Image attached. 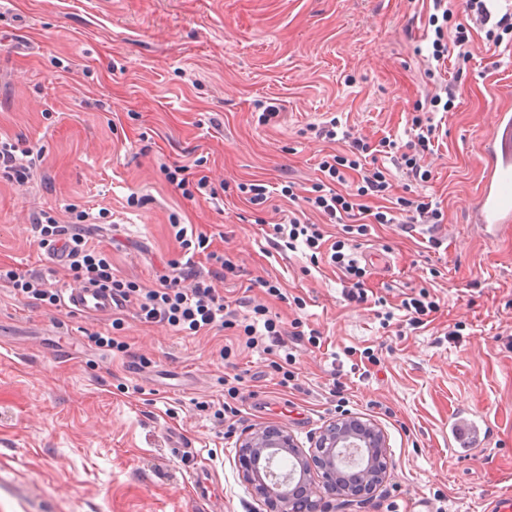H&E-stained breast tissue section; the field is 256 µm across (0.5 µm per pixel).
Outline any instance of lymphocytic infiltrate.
Masks as SVG:
<instances>
[{"label": "lymphocytic infiltrate", "mask_w": 512, "mask_h": 512, "mask_svg": "<svg viewBox=\"0 0 512 512\" xmlns=\"http://www.w3.org/2000/svg\"><path fill=\"white\" fill-rule=\"evenodd\" d=\"M433 12L428 23L433 29L432 51L428 56L429 65L425 70L428 79L435 85L430 95V111L414 113L411 128L415 135L405 144L390 139L381 140L380 152L393 161V168L368 167L371 153L369 145L353 137L350 131L340 130L338 118L315 126L317 137L341 139L342 151L325 155L318 164L322 180L312 185L304 201L307 207L331 223L341 225L343 239L331 247L329 261L343 274L349 299L363 302L366 270L361 267L345 246L358 242L371 234L373 225L400 223L406 231H413L415 225L437 226L444 220V214L429 197L397 198L393 206L371 210L365 200L369 197L385 196L389 190L390 171L398 169L409 181L428 182L431 172L424 169L425 154L433 152L439 140L441 123L435 120V108L450 111L456 99V85L444 77L448 66L463 69L471 57V27L484 25L485 38L489 45L501 46L505 37H512V11L493 15L490 0H466L465 17L452 19L448 12L447 0H431ZM42 158L30 148L0 139V178L20 185L29 183L37 172ZM360 175L356 183H349V172ZM107 209L98 213L77 211L68 223H61L47 211H40L33 218L32 232L40 246L62 242L66 251L67 270L74 280L88 282L111 289L122 301L135 305L137 317L146 323H166L188 333H197L213 328L230 326L231 321L224 306V298L215 288L211 278L194 274L190 285H182L180 277L160 276L156 287L143 289L135 283L117 279L112 274V262L104 252L91 248L85 238L82 226L92 218H107ZM322 232L317 224L299 217L289 218L287 223L272 227L273 241L284 242L288 248L304 245L312 253H319L322 246ZM0 281L11 285L16 296L31 298L55 308L61 307L58 289L44 287L13 267L0 266Z\"/></svg>", "instance_id": "lymphocytic-infiltrate-1"}]
</instances>
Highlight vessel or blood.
Segmentation results:
<instances>
[{"mask_svg":"<svg viewBox=\"0 0 512 512\" xmlns=\"http://www.w3.org/2000/svg\"><path fill=\"white\" fill-rule=\"evenodd\" d=\"M480 152L483 176L468 220L482 239L494 241L512 228L511 108H496ZM64 301L68 310L89 316L108 315L118 307L109 289L87 283L67 288ZM489 437V422L467 408L456 409L448 419V447L462 459H470Z\"/></svg>","mask_w":512,"mask_h":512,"instance_id":"obj_1","label":"vessel or blood"}]
</instances>
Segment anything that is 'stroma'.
Masks as SVG:
<instances>
[{
    "instance_id": "stroma-1",
    "label": "stroma",
    "mask_w": 512,
    "mask_h": 512,
    "mask_svg": "<svg viewBox=\"0 0 512 512\" xmlns=\"http://www.w3.org/2000/svg\"><path fill=\"white\" fill-rule=\"evenodd\" d=\"M1 4L0 134L44 161L28 184L0 180V263L72 285L64 266H48L33 216L105 208L113 223L86 225L90 244L117 278L152 288L183 259L175 214L230 260L215 286L234 324L190 335L129 307L93 319L0 285V512H265L238 469L241 438L277 426L306 449L341 410L380 426L394 467L370 502L335 512H485L512 492V233L487 244L467 221L495 92L512 85V46L490 49L473 29L442 142L425 159L430 180L410 186L399 173L391 191L439 202L442 245L429 249L422 226L375 225L354 252L368 270L359 304L326 259L311 262L302 245L277 250L262 227L304 208L321 158L337 149L311 126L336 116L370 146L407 141L406 121L432 90L429 0ZM271 99L279 113L260 123ZM197 158L216 199L188 201L166 178L164 165ZM241 182L290 184L297 198L276 192L257 207ZM132 194L141 207L127 206ZM433 267L438 307L414 329L401 301ZM255 304L285 335L289 386L247 342ZM298 327L316 342L294 337ZM92 332L115 346H96ZM366 350L374 361H361ZM459 405L494 429L465 463L448 450Z\"/></svg>"
}]
</instances>
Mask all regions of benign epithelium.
Segmentation results:
<instances>
[{
  "label": "benign epithelium",
  "mask_w": 512,
  "mask_h": 512,
  "mask_svg": "<svg viewBox=\"0 0 512 512\" xmlns=\"http://www.w3.org/2000/svg\"><path fill=\"white\" fill-rule=\"evenodd\" d=\"M303 451L286 430L268 426L244 437L237 448L242 478L269 512H331L336 498L370 499L393 468L383 430L371 419L342 413L329 420ZM288 455L295 460L301 496L287 481L271 479L265 465Z\"/></svg>",
  "instance_id": "benign-epithelium-1"
}]
</instances>
